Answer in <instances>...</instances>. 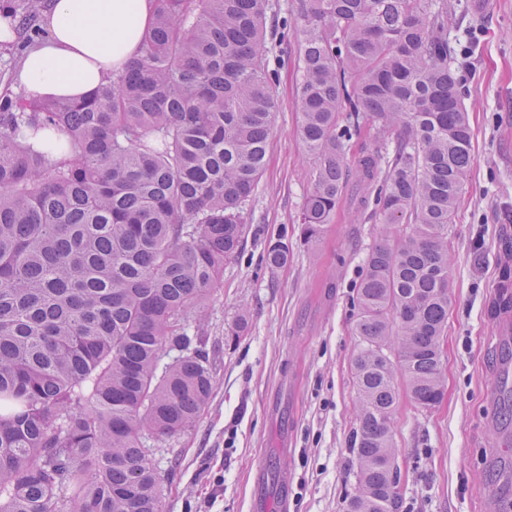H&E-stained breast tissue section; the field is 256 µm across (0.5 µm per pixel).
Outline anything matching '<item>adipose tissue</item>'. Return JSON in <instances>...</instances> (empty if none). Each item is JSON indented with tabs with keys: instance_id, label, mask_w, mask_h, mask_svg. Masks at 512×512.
<instances>
[{
	"instance_id": "1",
	"label": "adipose tissue",
	"mask_w": 512,
	"mask_h": 512,
	"mask_svg": "<svg viewBox=\"0 0 512 512\" xmlns=\"http://www.w3.org/2000/svg\"><path fill=\"white\" fill-rule=\"evenodd\" d=\"M154 0H53L49 37L26 56L20 83L28 99L78 100L137 53Z\"/></svg>"
}]
</instances>
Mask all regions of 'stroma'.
I'll list each match as a JSON object with an SVG mask.
<instances>
[{"instance_id": "obj_1", "label": "stroma", "mask_w": 512, "mask_h": 512, "mask_svg": "<svg viewBox=\"0 0 512 512\" xmlns=\"http://www.w3.org/2000/svg\"><path fill=\"white\" fill-rule=\"evenodd\" d=\"M448 14L449 42L469 49L455 68L472 164L448 227L455 301L443 338L445 396L428 409L400 396L393 416L400 512H512V485L490 481L505 440L488 397L500 356L499 269L512 258L503 250L512 241V0H486L479 14L473 0H448ZM475 18L480 28H472ZM297 45L273 29L266 35L267 56L280 69L266 167L244 214L242 252L225 265L201 323L212 395L196 425L155 456L165 512H249L248 476L261 464L275 469L272 450L283 439L294 482L288 512H346L355 483L352 297L380 226L370 210H357L364 190L353 180L327 234L312 245L301 237L310 164L296 133ZM280 236L291 257L272 270L263 256ZM241 314L247 331L230 339Z\"/></svg>"}]
</instances>
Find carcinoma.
<instances>
[{
  "mask_svg": "<svg viewBox=\"0 0 512 512\" xmlns=\"http://www.w3.org/2000/svg\"><path fill=\"white\" fill-rule=\"evenodd\" d=\"M43 8L13 0L0 16L19 25L16 51L46 36ZM272 11L155 0L138 54L83 99L0 95V512H163L146 437L192 427L213 388L207 339L186 320L239 254L264 171ZM278 27L302 34L304 241L321 239L352 178L382 224L354 288L346 512H399L393 414L402 389L423 408L443 397L448 225L472 159L448 0H300ZM289 256L268 243L270 268Z\"/></svg>",
  "mask_w": 512,
  "mask_h": 512,
  "instance_id": "carcinoma-1",
  "label": "carcinoma"
}]
</instances>
